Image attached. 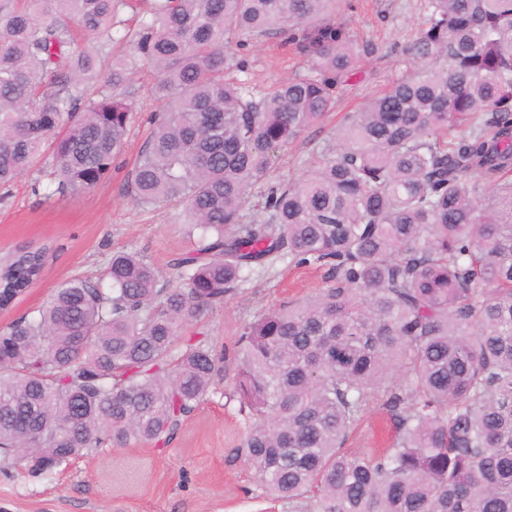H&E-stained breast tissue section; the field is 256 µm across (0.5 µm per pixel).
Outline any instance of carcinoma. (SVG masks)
<instances>
[{
	"mask_svg": "<svg viewBox=\"0 0 512 512\" xmlns=\"http://www.w3.org/2000/svg\"><path fill=\"white\" fill-rule=\"evenodd\" d=\"M156 64L157 109L130 195L181 208L199 248L136 252L107 286L72 278L0 329V467L49 474L112 444L170 440L223 383L244 429L236 454L288 512H512V0H422L408 72L344 116L301 177L271 183L275 150L336 108L359 54L336 0H17L0 6V190L37 171L55 193L91 189L122 154L133 63ZM284 37L303 71L263 92L247 47ZM260 212L247 219L246 210ZM49 249L0 263V307L36 283ZM324 270L303 302L243 325L219 356L184 338L246 273L277 258ZM396 438L344 442L392 369Z\"/></svg>",
	"mask_w": 512,
	"mask_h": 512,
	"instance_id": "obj_1",
	"label": "carcinoma"
}]
</instances>
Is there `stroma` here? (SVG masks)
<instances>
[{
  "label": "stroma",
  "mask_w": 512,
  "mask_h": 512,
  "mask_svg": "<svg viewBox=\"0 0 512 512\" xmlns=\"http://www.w3.org/2000/svg\"><path fill=\"white\" fill-rule=\"evenodd\" d=\"M336 17L356 43H373L377 51L358 59L355 75L337 94L335 112L276 152L271 178L300 177L342 114L384 93L404 75L401 50L422 22L419 0H340ZM114 52L136 58L130 86L135 111L126 152L110 179L93 189L47 197L33 192L30 173L0 199V256L25 245L48 241L53 246L41 279L0 310V327L40 307L65 280L101 277L106 258L118 252L138 251L157 268L161 283L171 284L170 260L196 246L179 224L177 210L142 209L127 191L137 153L151 131L147 114L156 107L150 88L157 70L131 46H115ZM247 60L253 83L264 91L299 67L298 57L277 36L254 41ZM322 285V272L279 260L251 272L238 294L208 313L203 323L220 350L233 344L239 328L258 314L304 299ZM380 403V397L371 399L346 443L351 451H379L393 435ZM242 433L234 406L215 394L184 420L167 445L108 444L47 475L14 464L0 472V512H284L281 503L256 489L251 469L237 457Z\"/></svg>",
  "instance_id": "1"
}]
</instances>
